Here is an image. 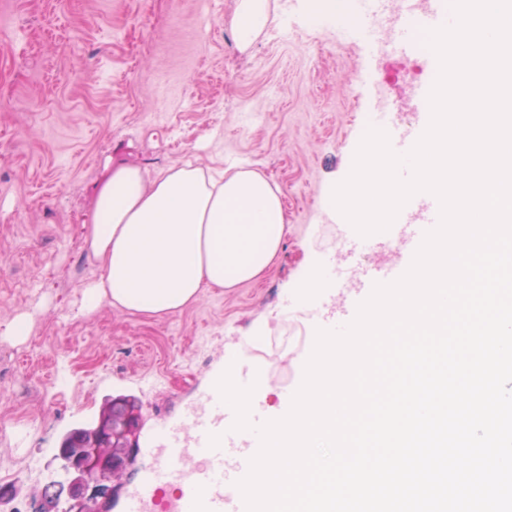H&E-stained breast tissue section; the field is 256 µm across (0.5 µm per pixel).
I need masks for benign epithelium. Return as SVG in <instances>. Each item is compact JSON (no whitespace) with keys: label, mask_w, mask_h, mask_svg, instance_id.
Returning <instances> with one entry per match:
<instances>
[{"label":"benign epithelium","mask_w":512,"mask_h":512,"mask_svg":"<svg viewBox=\"0 0 512 512\" xmlns=\"http://www.w3.org/2000/svg\"><path fill=\"white\" fill-rule=\"evenodd\" d=\"M143 425L144 420L140 419L132 433L126 427L113 430L115 448L95 445L75 454L58 448V456L65 460L70 472L61 488L69 512H110L112 498L136 462V442Z\"/></svg>","instance_id":"1"}]
</instances>
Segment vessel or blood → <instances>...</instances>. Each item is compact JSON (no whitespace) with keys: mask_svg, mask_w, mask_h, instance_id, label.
I'll return each mask as SVG.
<instances>
[{"mask_svg":"<svg viewBox=\"0 0 512 512\" xmlns=\"http://www.w3.org/2000/svg\"><path fill=\"white\" fill-rule=\"evenodd\" d=\"M423 211L422 223L394 227L411 255L429 225L437 221L431 204H424ZM233 416L220 393L212 390L204 396L202 407L166 425L171 445L158 449L159 463L145 478L141 491L128 498L125 512H146L148 493L170 485L181 491L179 512H246L236 488L249 470L253 451L242 447L237 431L231 430Z\"/></svg>","mask_w":512,"mask_h":512,"instance_id":"b4317fda","label":"vessel or blood"}]
</instances>
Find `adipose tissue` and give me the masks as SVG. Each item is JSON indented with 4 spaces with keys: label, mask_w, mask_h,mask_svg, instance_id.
<instances>
[{
    "label": "adipose tissue",
    "mask_w": 512,
    "mask_h": 512,
    "mask_svg": "<svg viewBox=\"0 0 512 512\" xmlns=\"http://www.w3.org/2000/svg\"><path fill=\"white\" fill-rule=\"evenodd\" d=\"M269 0H237L232 26L241 49L266 27ZM288 234L278 187L231 165L220 174L173 165L149 172L130 162L97 181L84 245L99 262L83 304L161 317L198 301L206 288L259 279Z\"/></svg>",
    "instance_id": "adipose-tissue-1"
}]
</instances>
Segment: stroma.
Wrapping results in <instances>:
<instances>
[{
    "label": "stroma",
    "mask_w": 512,
    "mask_h": 512,
    "mask_svg": "<svg viewBox=\"0 0 512 512\" xmlns=\"http://www.w3.org/2000/svg\"><path fill=\"white\" fill-rule=\"evenodd\" d=\"M320 0H270V20L248 50L235 42L236 0H9L0 29V425L40 428L36 442L0 438V489L17 501L47 480L64 435L93 423L105 399L138 400L140 441L160 446L161 420L184 415L218 373L256 383L270 418L288 411L310 344L332 321L354 318L355 295L330 281L296 321L307 345L275 367L240 355L246 336H271L314 265L347 263L351 225L331 219L334 186L351 171L373 111L376 62L355 27L312 24ZM391 67L417 69L390 89L396 110L423 125L420 93L435 56L416 45ZM159 170L242 164L275 181L288 236L258 280L206 288L160 318L81 308L97 263L82 219L106 166ZM66 276H57L58 268ZM28 336H9L18 316Z\"/></svg>",
    "instance_id": "stroma-1"
}]
</instances>
